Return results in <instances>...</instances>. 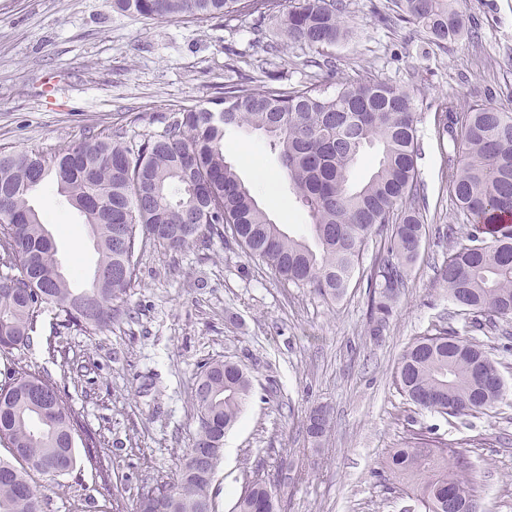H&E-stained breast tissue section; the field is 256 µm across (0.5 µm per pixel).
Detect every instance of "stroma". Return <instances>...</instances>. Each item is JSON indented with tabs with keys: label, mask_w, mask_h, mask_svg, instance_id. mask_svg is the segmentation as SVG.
Listing matches in <instances>:
<instances>
[{
	"label": "stroma",
	"mask_w": 512,
	"mask_h": 512,
	"mask_svg": "<svg viewBox=\"0 0 512 512\" xmlns=\"http://www.w3.org/2000/svg\"><path fill=\"white\" fill-rule=\"evenodd\" d=\"M347 3L348 35L327 50L331 71L316 65L314 50L287 41L278 16L157 20L121 12L112 0H0V149L57 148L97 134L137 141L162 133L180 107L208 105L225 83L259 89L272 76L331 91L370 74L410 90L420 106L428 224L380 341L368 335L366 284L382 236H372L359 273L335 301L288 284L213 236L180 251L147 244L128 318L88 331L62 327L48 308L28 346L0 352V382L16 371L47 370L79 420V438L97 442L100 463L85 460L80 446L72 473H32L43 512H137L142 486L173 480L191 447L196 377L216 359L244 364L253 384L224 437L216 512H232L258 474L273 478L282 512H405L409 500L385 461L419 431L464 449L479 512H512V317L459 311L440 280L451 246L469 227L448 193L434 135L448 101L512 106V0H459L475 36L445 48L420 25L388 18L390 0ZM224 156L273 222L308 234L310 218L261 133L226 132ZM261 171L275 175L272 192L258 188ZM30 203L72 284L86 283L97 262L89 226L53 186L33 192ZM443 328L496 359L506 389L494 407L448 418L400 391L401 355ZM318 407L329 411L331 427L313 439L305 424Z\"/></svg>",
	"instance_id": "obj_1"
}]
</instances>
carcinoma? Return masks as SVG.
Listing matches in <instances>:
<instances>
[{
	"mask_svg": "<svg viewBox=\"0 0 512 512\" xmlns=\"http://www.w3.org/2000/svg\"><path fill=\"white\" fill-rule=\"evenodd\" d=\"M454 0H391L399 21L421 25L441 47L471 35ZM120 11L167 19L281 14L287 39L321 54L346 35V0H113ZM417 100L408 90L369 75L315 87L224 85L212 106L181 108L163 133L138 142L90 137L50 151H0V351L30 343L43 306L65 321L98 330L128 315L127 291L136 278L143 241L183 249L216 235L257 256L282 279L342 297L360 269L374 234L384 254L368 279L370 335L377 340L395 313L406 270L417 255L427 215L420 184ZM259 131L278 154L284 177L306 207L312 240L290 235L259 207L251 189L224 158L231 129ZM435 137L444 148L450 198L470 225L441 269L448 297L468 314L512 317V108L446 104ZM379 146L368 181L349 174L366 148ZM50 183L91 228L98 254L90 284L75 288L64 274L49 230L30 205ZM491 238H486V235ZM397 382L416 406L451 418L493 407L503 396L497 362L483 345L446 329L419 338L401 356ZM252 394L247 370L233 361L206 362L192 406L198 420L193 447L172 482L142 488L140 512H216L214 471L224 433ZM78 420L48 374L19 373L0 384V512H42L29 471H73ZM329 428L316 410L306 424L312 438ZM387 469L402 484L415 512H448V504L476 512L474 482L464 452L420 435L389 454ZM232 512H277L271 480L256 478Z\"/></svg>",
	"mask_w": 512,
	"mask_h": 512,
	"instance_id": "obj_1",
	"label": "carcinoma"
}]
</instances>
